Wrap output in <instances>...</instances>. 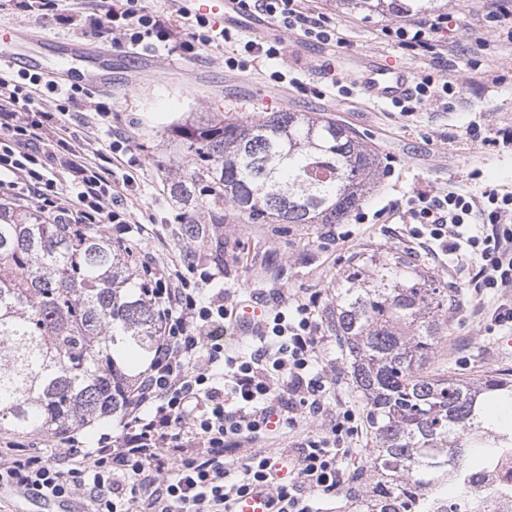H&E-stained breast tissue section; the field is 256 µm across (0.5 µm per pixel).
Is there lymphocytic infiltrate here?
Returning a JSON list of instances; mask_svg holds the SVG:
<instances>
[{"instance_id": "1", "label": "lymphocytic infiltrate", "mask_w": 512, "mask_h": 512, "mask_svg": "<svg viewBox=\"0 0 512 512\" xmlns=\"http://www.w3.org/2000/svg\"><path fill=\"white\" fill-rule=\"evenodd\" d=\"M247 15L260 14L277 26L331 41L336 34L312 0H240ZM448 18L435 14L386 29L412 51L435 52ZM97 28L113 41L140 47L155 42L172 51L193 52L221 40L240 46L228 57L229 69H243L260 58L280 56L281 42L242 39L228 29H213L196 17L188 39H179L141 0H122ZM40 79L24 71L0 77V195L33 203L53 224H85L114 232V243L129 249L139 231L122 211L112 209L107 169L88 164L78 134L43 111ZM447 78L431 74L411 94L395 99L402 112L453 94ZM70 157L74 193L65 196L51 161ZM410 235L434 244L443 255L472 256L478 291L512 288V191L485 187L474 198L454 191L413 196L402 216ZM212 273L190 282L182 271L165 268L152 290L162 333L153 356L126 396L118 437L104 435L96 447H81L65 435L44 452L26 439L0 441V512L10 506L5 492L30 493L44 501L78 499L82 512H224L227 502L257 483L273 482L272 463L287 458L286 480L273 482L271 512H312L306 497L346 490L339 466L343 437L360 430V414L345 406L327 436L308 435L291 451L253 449L270 434L268 417L287 413L317 417L325 411V383L312 372L317 359L316 301H286L258 336L249 357L227 354L224 334L231 311L223 293L203 296Z\"/></svg>"}]
</instances>
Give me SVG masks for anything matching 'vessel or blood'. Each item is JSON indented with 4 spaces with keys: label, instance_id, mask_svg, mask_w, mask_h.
Listing matches in <instances>:
<instances>
[{
    "label": "vessel or blood",
    "instance_id": "obj_1",
    "mask_svg": "<svg viewBox=\"0 0 512 512\" xmlns=\"http://www.w3.org/2000/svg\"><path fill=\"white\" fill-rule=\"evenodd\" d=\"M183 13L207 17L214 28L224 25L242 26L243 21L236 0H177ZM38 39L29 30L18 28L6 37L0 38V71L23 68L39 74L56 87L66 84L69 77L68 66L71 61L81 59L89 64V81L92 85H101L106 76V68L99 60L95 50L81 42H71L56 52V62L45 64L37 58L22 54L20 48L25 44H37ZM362 90L370 102L388 101L407 95L411 86L405 71L386 65H369L362 81ZM263 309L261 303L254 300L235 305L233 318L239 334L248 336L257 332L261 325ZM270 487L254 489L244 496L227 504V512H271Z\"/></svg>",
    "mask_w": 512,
    "mask_h": 512
}]
</instances>
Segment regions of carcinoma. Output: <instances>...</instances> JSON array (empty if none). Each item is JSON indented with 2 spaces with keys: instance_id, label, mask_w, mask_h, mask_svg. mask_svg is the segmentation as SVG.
<instances>
[{
  "instance_id": "cac0c4a2",
  "label": "carcinoma",
  "mask_w": 512,
  "mask_h": 512,
  "mask_svg": "<svg viewBox=\"0 0 512 512\" xmlns=\"http://www.w3.org/2000/svg\"><path fill=\"white\" fill-rule=\"evenodd\" d=\"M353 9L424 13L434 0H344ZM190 167L177 202L224 223V202L250 224H343L379 174L375 154L336 121L273 112L177 129ZM448 287L405 253L348 261L327 331L348 353L372 453L356 512H467L471 487L448 469L512 450V427L486 412L512 405V375L470 381L428 374L448 323ZM160 324L126 253L100 233L49 224L0 202V430L55 437L118 417L134 385L125 351L152 350Z\"/></svg>"
}]
</instances>
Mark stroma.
Here are the masks:
<instances>
[{"mask_svg": "<svg viewBox=\"0 0 512 512\" xmlns=\"http://www.w3.org/2000/svg\"><path fill=\"white\" fill-rule=\"evenodd\" d=\"M117 5V0H54L46 12L0 0V31L29 27L56 45L89 41L111 63V89H89L67 112L58 110L59 95L45 88L40 94L45 111L59 113L62 124L88 141V160L108 152L112 140L128 139L130 151L112 161V199L142 226L133 243L139 260L153 266L193 262L213 273L211 288L223 290L229 306L260 295L275 309L284 297L314 295L324 308L334 300L354 253L369 247L410 251L463 303L462 309L448 311V334L437 346L430 371L467 379L512 371V353L485 331L494 308L512 292L476 293L470 265L438 259L429 246L410 237L400 219L408 200L420 192L477 196L488 185L512 191V150L482 147L465 134L472 122L512 127V25L487 16L484 0H437L436 12L452 16L455 28L444 33L440 54L423 56L385 36L401 16L353 11L343 0H315L341 42H319L265 21L262 40L282 42L284 53L233 71L225 64L232 54L227 45L189 55L163 48L129 53L92 25ZM365 59L393 60L414 81L425 74L450 77L456 92L447 104L429 103L410 115L389 102L373 104L361 89ZM279 72L285 81L276 80ZM281 111L326 114L376 153L379 177L359 206L365 221L250 224L228 205L223 223L211 224L202 211L172 200L167 191L171 173L189 160L175 139L176 125L199 113L239 122ZM190 215L203 222V237L186 235ZM319 348L322 366L336 372L331 408L362 407L336 342H321Z\"/></svg>", "mask_w": 512, "mask_h": 512, "instance_id": "stroma-1", "label": "stroma"}]
</instances>
